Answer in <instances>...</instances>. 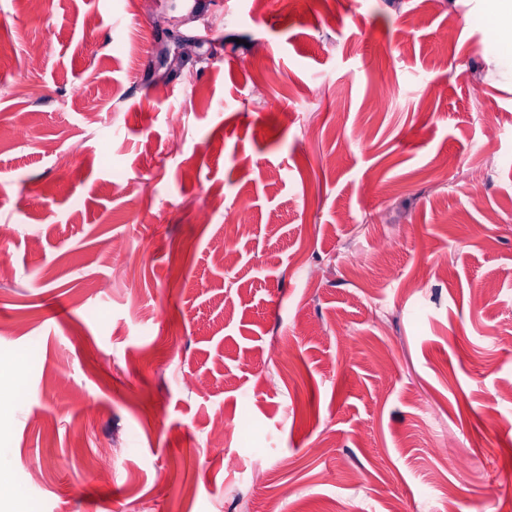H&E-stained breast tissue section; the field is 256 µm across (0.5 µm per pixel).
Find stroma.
I'll return each instance as SVG.
<instances>
[{
    "label": "stroma",
    "mask_w": 512,
    "mask_h": 512,
    "mask_svg": "<svg viewBox=\"0 0 512 512\" xmlns=\"http://www.w3.org/2000/svg\"><path fill=\"white\" fill-rule=\"evenodd\" d=\"M506 2L0 0V512H512Z\"/></svg>",
    "instance_id": "obj_1"
}]
</instances>
